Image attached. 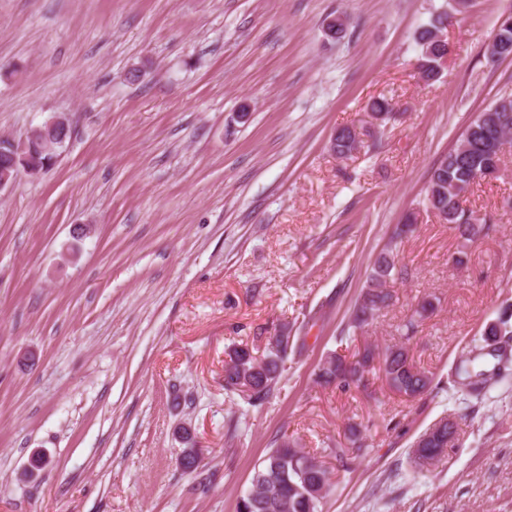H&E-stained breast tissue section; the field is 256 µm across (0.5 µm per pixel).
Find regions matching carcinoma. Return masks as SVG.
<instances>
[{"label":"carcinoma","mask_w":512,"mask_h":512,"mask_svg":"<svg viewBox=\"0 0 512 512\" xmlns=\"http://www.w3.org/2000/svg\"><path fill=\"white\" fill-rule=\"evenodd\" d=\"M446 10L432 16L418 34L421 54L418 69L426 80L441 73L442 49L431 39L432 32L448 21ZM494 45L512 54V20L497 27ZM60 132L48 131L28 142L29 162L52 164L58 155ZM465 149L455 148L433 169L424 198V208L445 214L461 238L475 242L489 234L493 216L481 214L468 206L471 187L502 161V154L512 148V93L498 97L478 113L462 134ZM359 146L356 129L344 126L336 130L331 148L338 157L351 155ZM23 170L20 154L13 144L0 140V171L14 176ZM409 276L399 264L396 247L389 244L378 254L366 277L350 315L352 333L362 332L382 311L393 304L387 288L389 281ZM435 309L430 300L423 302L415 314L402 325L410 338L419 323ZM484 343L474 345L473 355L460 360L452 371L453 382L470 394H480L484 371L474 369V362L486 355L497 360L496 367L512 362V352L505 342L512 340V314L502 313L484 332ZM299 337L277 335L269 338L265 355L259 359L248 346H235L224 359V391L242 397L251 406L263 405L275 391L288 352L301 349ZM378 369L387 387L394 393L414 400L433 390V375L419 367L402 344L379 349L366 344L349 360L337 351H329L321 360L316 383L323 388L346 390L351 386L367 387L364 374ZM429 430L433 437L423 448L412 451L411 461L424 469L440 461L448 447L455 444L457 425L442 418ZM332 488L330 473L321 457L284 439L255 464L251 487L240 495L235 512H319L321 500Z\"/></svg>","instance_id":"obj_1"}]
</instances>
